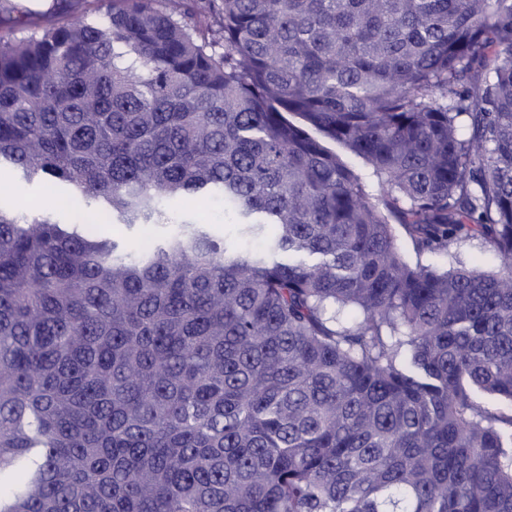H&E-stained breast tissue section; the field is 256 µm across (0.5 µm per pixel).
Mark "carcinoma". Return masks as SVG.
Wrapping results in <instances>:
<instances>
[{"instance_id":"1","label":"carcinoma","mask_w":512,"mask_h":512,"mask_svg":"<svg viewBox=\"0 0 512 512\" xmlns=\"http://www.w3.org/2000/svg\"><path fill=\"white\" fill-rule=\"evenodd\" d=\"M0 512H512V0H0ZM363 158L380 193L310 130ZM206 224L133 253L88 225ZM87 208L65 226L58 209ZM454 260L473 239L502 269ZM26 6L33 11L38 13H46V12H58L59 18L61 20H71L79 13L69 11L65 5L68 2L65 0H26ZM0 195L25 201L28 205H22L20 209L25 211H34L35 207L45 201L39 199L40 189L37 185L23 186L8 176L0 179ZM176 209L177 222L198 224L200 220L219 221L224 203L220 199H207L203 202H185L177 199L172 203ZM395 234L397 237V244L402 254L411 262L416 263L419 261L425 265H434L439 268L447 269L450 266V261L442 255H433L428 252L421 254L416 253L413 244L405 232L404 228L398 224L395 225Z\"/></svg>"}]
</instances>
